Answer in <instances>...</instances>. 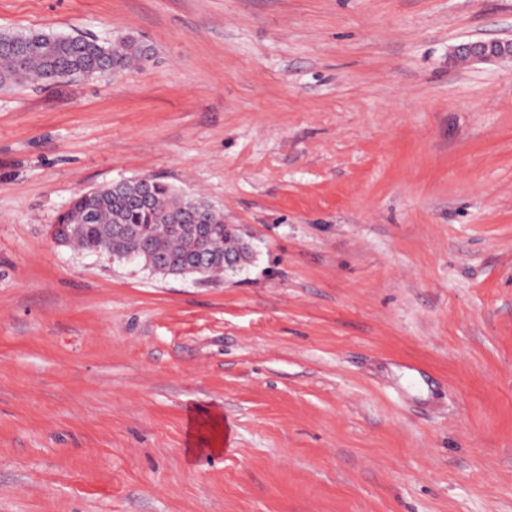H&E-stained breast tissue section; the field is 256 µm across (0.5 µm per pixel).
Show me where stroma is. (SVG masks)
I'll use <instances>...</instances> for the list:
<instances>
[{
	"label": "stroma",
	"mask_w": 512,
	"mask_h": 512,
	"mask_svg": "<svg viewBox=\"0 0 512 512\" xmlns=\"http://www.w3.org/2000/svg\"><path fill=\"white\" fill-rule=\"evenodd\" d=\"M29 30L150 59L0 88V512H512V57L451 55L512 0H0ZM139 176L253 264L51 242Z\"/></svg>",
	"instance_id": "1"
}]
</instances>
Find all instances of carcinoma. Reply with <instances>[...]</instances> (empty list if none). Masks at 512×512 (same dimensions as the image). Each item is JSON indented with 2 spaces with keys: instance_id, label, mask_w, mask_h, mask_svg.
I'll return each instance as SVG.
<instances>
[{
  "instance_id": "1",
  "label": "carcinoma",
  "mask_w": 512,
  "mask_h": 512,
  "mask_svg": "<svg viewBox=\"0 0 512 512\" xmlns=\"http://www.w3.org/2000/svg\"><path fill=\"white\" fill-rule=\"evenodd\" d=\"M36 38L28 52L20 57L9 46L15 33L0 35V87L27 81L53 82L76 76L119 72L141 66L147 56L142 41L123 36L111 42L97 38L66 35L53 42V61H48L43 32H24ZM144 193L137 178L112 182L75 195L59 213L57 223L68 236L69 246L86 253L110 251L136 252L141 262L183 268L195 261L199 251L211 264L196 277L206 281L227 274L224 256L234 255L245 266L252 254L237 229L224 223V212L209 201L195 196H180L170 185L150 179ZM199 212L196 237H185L173 230L174 224H191V213ZM128 224L138 236L122 238L115 226Z\"/></svg>"
}]
</instances>
